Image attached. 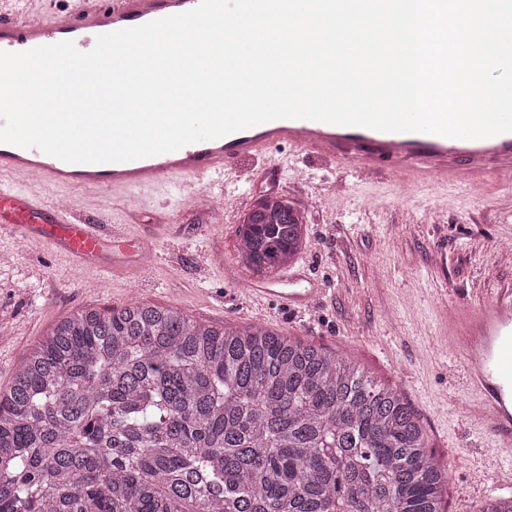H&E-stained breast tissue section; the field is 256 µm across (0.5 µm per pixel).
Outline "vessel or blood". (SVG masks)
Here are the masks:
<instances>
[{"label": "vessel or blood", "mask_w": 512, "mask_h": 512, "mask_svg": "<svg viewBox=\"0 0 512 512\" xmlns=\"http://www.w3.org/2000/svg\"><path fill=\"white\" fill-rule=\"evenodd\" d=\"M198 0H75L65 16L0 18V51L20 52L73 41L90 51L99 35L192 9ZM357 174H411L416 181L462 185L489 174L512 181V132L480 139L421 132H383L307 119H279L176 151L126 162H63L36 148L0 143V177L34 178L56 186L92 185L113 196L140 186L187 181L199 193H219L225 214L237 209L246 187L244 164L263 160L288 169L292 150ZM0 224L14 235L47 246L83 264L102 268L105 240L99 225L79 222L72 204L0 186ZM248 297L288 309H308L326 291L303 269L246 285ZM442 335L465 360L462 385L476 404L472 422L512 447V287L494 300L469 301L445 311Z\"/></svg>", "instance_id": "1"}]
</instances>
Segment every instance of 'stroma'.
<instances>
[{
  "label": "stroma",
  "instance_id": "35a3bbf8",
  "mask_svg": "<svg viewBox=\"0 0 512 512\" xmlns=\"http://www.w3.org/2000/svg\"><path fill=\"white\" fill-rule=\"evenodd\" d=\"M294 166L304 181L255 164L244 206L273 192L304 213L307 244L299 257L327 290L309 310H284L239 292L252 276L237 260L239 222L225 220L214 201L177 180L130 190L133 208L93 187L68 189L80 220L117 227L150 255L139 265L131 247L116 244L119 263L101 276L102 287L95 270L13 243L10 231H0V253L11 255L0 262V391L58 321L82 310L137 301L209 326L260 324L348 357L401 395L447 472L444 512H481L506 491L493 474H472L471 456L494 442L466 414L464 360L441 335L439 314L448 303L490 300L512 285V219L497 204L504 187L481 177L471 187L407 192L387 174L328 170L303 152Z\"/></svg>",
  "mask_w": 512,
  "mask_h": 512
}]
</instances>
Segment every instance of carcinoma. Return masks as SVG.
<instances>
[{"instance_id":"1","label":"carcinoma","mask_w":512,"mask_h":512,"mask_svg":"<svg viewBox=\"0 0 512 512\" xmlns=\"http://www.w3.org/2000/svg\"><path fill=\"white\" fill-rule=\"evenodd\" d=\"M238 234L263 275L306 220L265 194ZM446 479L411 407L351 360L171 308L67 316L0 393V512H443Z\"/></svg>"}]
</instances>
